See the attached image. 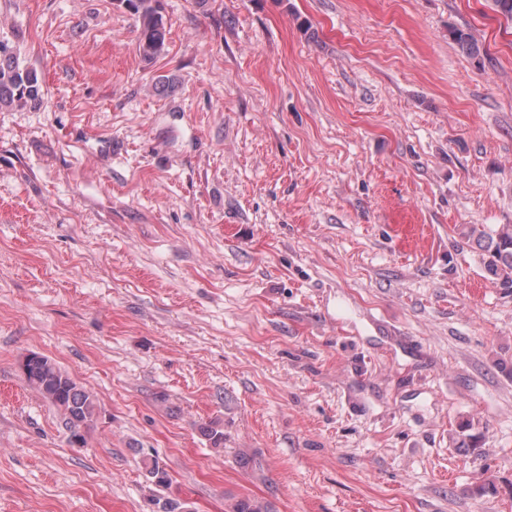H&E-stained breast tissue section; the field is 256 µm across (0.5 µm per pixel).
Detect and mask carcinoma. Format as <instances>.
Segmentation results:
<instances>
[{
	"label": "carcinoma",
	"instance_id": "cac0c4a2",
	"mask_svg": "<svg viewBox=\"0 0 512 512\" xmlns=\"http://www.w3.org/2000/svg\"><path fill=\"white\" fill-rule=\"evenodd\" d=\"M125 8L137 18L141 28L139 54L148 64L166 53V20L163 0H123ZM450 37L471 57L481 55L478 42L469 34L452 29ZM43 97V86L36 71L23 66L11 48L0 49V109L36 107ZM462 238L474 243L488 257L485 268L493 283L506 293L512 292V224H502L495 231L469 224ZM26 383L36 389L59 412L73 441H85L84 432L98 417L95 397L49 357L32 352L20 365ZM209 444L224 447V428L210 422L200 428Z\"/></svg>",
	"mask_w": 512,
	"mask_h": 512
}]
</instances>
